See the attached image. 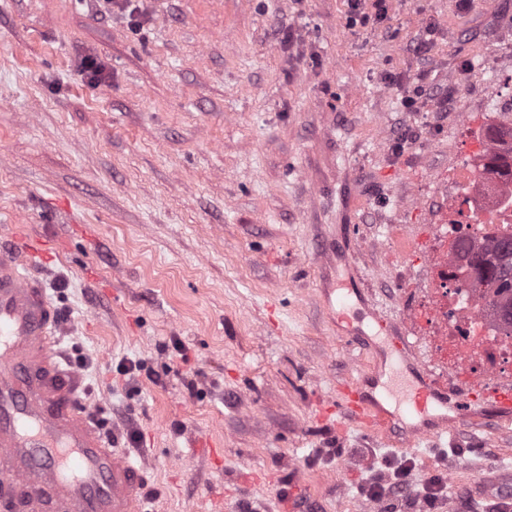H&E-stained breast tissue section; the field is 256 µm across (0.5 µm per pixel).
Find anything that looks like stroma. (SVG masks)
Instances as JSON below:
<instances>
[{
    "instance_id": "1",
    "label": "stroma",
    "mask_w": 512,
    "mask_h": 512,
    "mask_svg": "<svg viewBox=\"0 0 512 512\" xmlns=\"http://www.w3.org/2000/svg\"><path fill=\"white\" fill-rule=\"evenodd\" d=\"M507 73L512 0H387L354 27L347 0H0V250L45 242L62 362L146 466V512H287L293 480L302 512H363L372 463L452 457L473 488L455 512H512L480 490H512V415L477 402L399 446L336 411L401 335L399 383L439 384L393 286L421 288L436 176L476 152ZM420 80L451 108L408 105ZM336 280L364 339L336 326Z\"/></svg>"
}]
</instances>
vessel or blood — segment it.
Listing matches in <instances>:
<instances>
[{
    "label": "vessel or blood",
    "instance_id": "1",
    "mask_svg": "<svg viewBox=\"0 0 512 512\" xmlns=\"http://www.w3.org/2000/svg\"><path fill=\"white\" fill-rule=\"evenodd\" d=\"M28 254L0 252V512H143L148 483L142 465L113 448L81 394V374L58 349V314ZM444 393L421 383L408 402L424 415ZM336 405L371 429L396 438L399 411L355 381Z\"/></svg>",
    "mask_w": 512,
    "mask_h": 512
}]
</instances>
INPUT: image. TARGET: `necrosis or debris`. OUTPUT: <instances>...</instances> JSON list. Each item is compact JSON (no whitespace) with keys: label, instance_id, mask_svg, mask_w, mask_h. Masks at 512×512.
<instances>
[{"label":"necrosis or debris","instance_id":"obj_1","mask_svg":"<svg viewBox=\"0 0 512 512\" xmlns=\"http://www.w3.org/2000/svg\"><path fill=\"white\" fill-rule=\"evenodd\" d=\"M488 155L512 156V133L487 141L482 155L458 167L454 179L464 186L458 204L463 221L437 227L428 244L431 272L422 300L406 311L423 327V340L435 363L447 369L454 391L512 377V325L489 289L470 287L471 268L462 259L463 250L476 252L512 235V183L486 178L482 165Z\"/></svg>","mask_w":512,"mask_h":512}]
</instances>
